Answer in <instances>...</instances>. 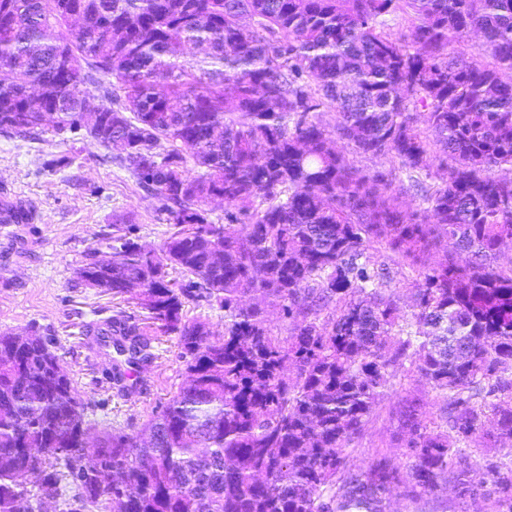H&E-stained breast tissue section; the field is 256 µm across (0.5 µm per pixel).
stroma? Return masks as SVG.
<instances>
[{
	"mask_svg": "<svg viewBox=\"0 0 512 512\" xmlns=\"http://www.w3.org/2000/svg\"><path fill=\"white\" fill-rule=\"evenodd\" d=\"M105 153L90 140H62L49 127L36 140L0 134V198L16 199L33 212L29 223L0 228V333L36 329L50 337L78 394L95 402L96 427L131 433L185 380L177 338L155 343V363L133 377L131 396H118L109 379L110 363L89 345L85 330L119 310L135 323L144 313L135 304L119 305L111 295L84 287L75 271L92 252L108 251L117 221L132 224L133 239L148 249L159 247L176 227ZM419 390L407 379L378 403L351 443L357 465L380 453L398 457V411L403 397Z\"/></svg>",
	"mask_w": 512,
	"mask_h": 512,
	"instance_id": "obj_1",
	"label": "stroma"
}]
</instances>
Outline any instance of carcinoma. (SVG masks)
I'll return each mask as SVG.
<instances>
[{
    "label": "carcinoma",
    "instance_id": "1",
    "mask_svg": "<svg viewBox=\"0 0 512 512\" xmlns=\"http://www.w3.org/2000/svg\"><path fill=\"white\" fill-rule=\"evenodd\" d=\"M399 12L405 43L385 31ZM473 35L493 63L448 52ZM187 46L204 58L186 63ZM506 71L512 0H0V133L36 140L55 112L57 135L104 147L178 226L147 250L114 224L111 252L76 272L146 312L86 330L112 388L128 396L157 359L150 330L178 337L186 374L141 431L98 430L101 468L81 477L92 403L51 340L1 332L0 512H386L395 492L422 512L450 473L459 506L512 512L511 453L470 476L485 426L512 441ZM91 86L102 110L79 126ZM411 107L451 162L442 185ZM324 108L354 153L398 159L429 223L336 148ZM441 237L454 253L425 262ZM375 244L417 267L407 311ZM190 304L224 312V335ZM399 373L440 415L405 400L400 460L356 466L350 444Z\"/></svg>",
    "mask_w": 512,
    "mask_h": 512
}]
</instances>
